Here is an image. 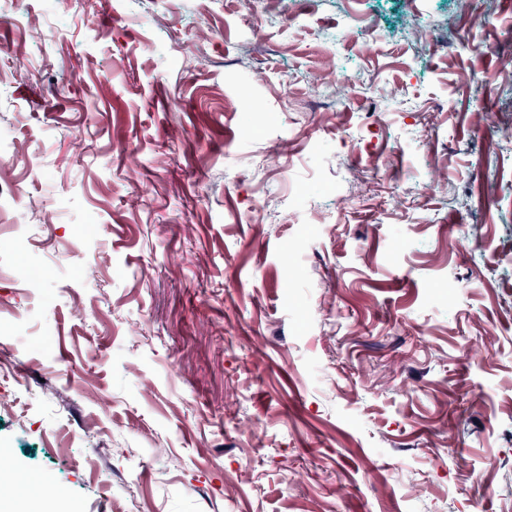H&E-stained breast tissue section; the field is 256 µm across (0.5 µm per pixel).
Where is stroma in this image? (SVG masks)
<instances>
[{
	"instance_id": "stroma-1",
	"label": "stroma",
	"mask_w": 512,
	"mask_h": 512,
	"mask_svg": "<svg viewBox=\"0 0 512 512\" xmlns=\"http://www.w3.org/2000/svg\"><path fill=\"white\" fill-rule=\"evenodd\" d=\"M8 9L0 454L48 512H512V0Z\"/></svg>"
}]
</instances>
